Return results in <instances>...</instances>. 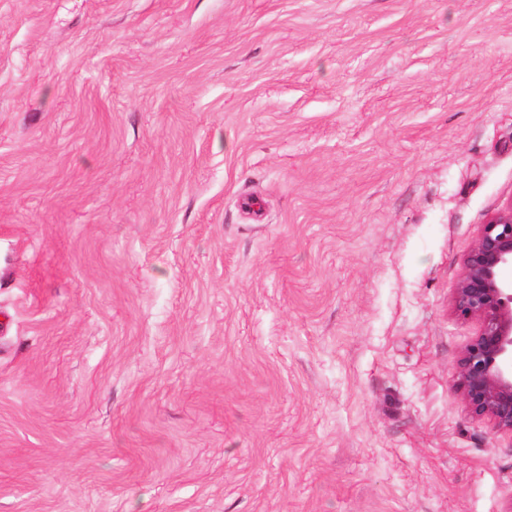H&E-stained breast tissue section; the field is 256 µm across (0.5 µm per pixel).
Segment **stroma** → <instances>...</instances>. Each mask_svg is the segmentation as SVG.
<instances>
[{
    "mask_svg": "<svg viewBox=\"0 0 512 512\" xmlns=\"http://www.w3.org/2000/svg\"><path fill=\"white\" fill-rule=\"evenodd\" d=\"M511 203L512 0H0V512H512ZM512 203L490 217L464 260L454 296L461 319L480 322L464 347L455 385L470 412L512 436Z\"/></svg>",
    "mask_w": 512,
    "mask_h": 512,
    "instance_id": "1",
    "label": "stroma"
}]
</instances>
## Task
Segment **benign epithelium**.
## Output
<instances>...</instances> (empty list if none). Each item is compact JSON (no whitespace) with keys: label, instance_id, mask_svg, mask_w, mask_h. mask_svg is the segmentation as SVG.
<instances>
[{"label":"benign epithelium","instance_id":"benign-epithelium-1","mask_svg":"<svg viewBox=\"0 0 512 512\" xmlns=\"http://www.w3.org/2000/svg\"><path fill=\"white\" fill-rule=\"evenodd\" d=\"M512 203L490 217L464 260L454 296L461 319L480 322L464 347L455 385L470 412L512 434Z\"/></svg>","mask_w":512,"mask_h":512}]
</instances>
